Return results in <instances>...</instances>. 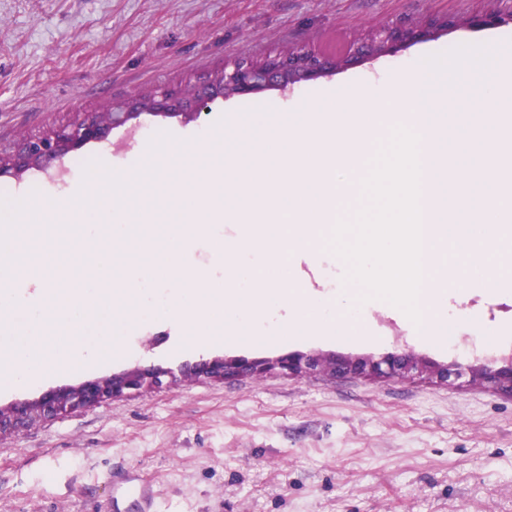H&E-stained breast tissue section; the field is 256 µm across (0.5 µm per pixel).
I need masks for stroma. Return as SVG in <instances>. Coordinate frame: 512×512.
Returning <instances> with one entry per match:
<instances>
[{
	"mask_svg": "<svg viewBox=\"0 0 512 512\" xmlns=\"http://www.w3.org/2000/svg\"><path fill=\"white\" fill-rule=\"evenodd\" d=\"M507 0H0V151L65 125L75 112H108L163 87L186 91L226 65L306 47L326 58L388 25L441 23L511 7ZM512 39V23L457 29L394 56L368 60L285 91L219 98L199 116L142 115L46 168L0 177V198L34 193L67 198L72 165L108 156L130 181L118 205L131 215L121 234L102 233L136 264L150 210L167 224L194 180L161 174L143 148L166 134L190 143L216 114L247 125L251 104L286 114L319 87L390 72L461 45ZM449 310L492 308L512 325V278L489 286L439 285ZM370 340L296 339L277 345L224 341L173 349L163 324L139 332L135 354L0 392V406L101 376L150 365L180 372L214 357L272 358L292 352L381 357L406 352L437 363L459 351L416 341L406 315L369 300ZM151 477L161 512H512V397L423 376L387 382L326 371L269 373L216 381L183 376L178 385L130 394L37 423L0 438V512H111L112 478Z\"/></svg>",
	"mask_w": 512,
	"mask_h": 512,
	"instance_id": "1",
	"label": "stroma"
}]
</instances>
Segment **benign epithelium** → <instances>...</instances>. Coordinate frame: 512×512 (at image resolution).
<instances>
[{
    "label": "benign epithelium",
    "mask_w": 512,
    "mask_h": 512,
    "mask_svg": "<svg viewBox=\"0 0 512 512\" xmlns=\"http://www.w3.org/2000/svg\"><path fill=\"white\" fill-rule=\"evenodd\" d=\"M512 21V7L506 11L475 14L462 26L495 27ZM438 33L433 26H392L383 28L367 41L353 45L343 58L326 60L305 47H298L283 57L276 55L261 65L236 63L231 69L200 81L190 96L157 91L149 103L140 99L122 105L104 117L97 112H76L71 122L54 130L47 138L26 139L0 163V177H18L32 167H48L65 155L108 138L112 130L143 114L159 117L196 116L217 98L257 94L270 89H286L301 82L328 76L365 59L394 56L410 45ZM331 365L330 373L351 375L375 381L404 378L414 372H426L440 381L468 377L472 384L489 385L512 397V357L488 358L478 364L422 363L406 353H388L372 357L332 356L292 353L276 358L246 359L215 357L189 367L187 372L224 380L242 375H259L275 370L299 375ZM179 376L169 369L137 367L121 374L86 380L77 386L50 390L38 398L0 407V437L18 428L29 427L38 419L94 406L133 391L150 390L164 384H177Z\"/></svg>",
    "instance_id": "7a95c632"
}]
</instances>
